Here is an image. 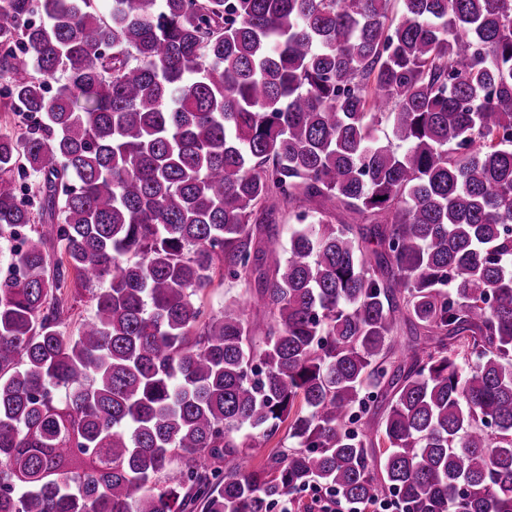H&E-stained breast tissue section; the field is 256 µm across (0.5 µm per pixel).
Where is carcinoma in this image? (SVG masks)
<instances>
[{"instance_id":"cac0c4a2","label":"carcinoma","mask_w":512,"mask_h":512,"mask_svg":"<svg viewBox=\"0 0 512 512\" xmlns=\"http://www.w3.org/2000/svg\"><path fill=\"white\" fill-rule=\"evenodd\" d=\"M399 2L0 0V512H512V0ZM241 285L234 284L230 288V283L226 280L220 283L219 278L215 279L214 287L210 288L207 295L203 299L204 307L207 311H220L224 309V301L228 296L242 291ZM69 298L72 308L69 310V313L66 315L64 320V325L62 329L67 332V334H73L76 332L79 324L86 319L91 318L95 312V304L91 300V294L86 291L80 290V292H76ZM319 495L312 487H305L293 495V501L288 502V509L291 512H321L323 509L327 512H352L357 510L340 500L329 489H323L325 503L323 499H319ZM336 505L340 508L336 509Z\"/></svg>"}]
</instances>
